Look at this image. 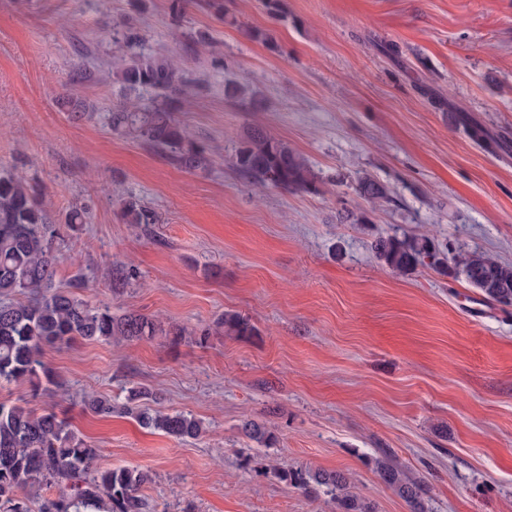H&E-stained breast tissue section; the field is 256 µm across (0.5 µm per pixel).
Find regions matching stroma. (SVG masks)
<instances>
[{
  "label": "stroma",
  "instance_id": "35a3bbf8",
  "mask_svg": "<svg viewBox=\"0 0 512 512\" xmlns=\"http://www.w3.org/2000/svg\"><path fill=\"white\" fill-rule=\"evenodd\" d=\"M223 3L225 19L204 5L174 17L172 0H0V169L36 185L62 225L56 284L81 278L82 300L183 331L45 347L40 397L13 383L0 401L67 411L98 467L150 473L153 512H336L278 466L342 472L375 512H411L373 470L385 452L426 485V512H512V307L428 268L392 273L371 249L427 235L512 263V0H283L282 17L265 0ZM116 24L187 71L176 117L208 169L112 131L123 93L110 63L127 51ZM231 84L250 99L227 97ZM66 93L83 118L61 108ZM251 127L299 152L319 193L241 175ZM364 174L387 201L357 196ZM128 198L157 223H125ZM75 204L85 223L64 225ZM227 311L252 335L199 344ZM133 387L193 415L202 436L83 409ZM247 420L275 443L244 437Z\"/></svg>",
  "mask_w": 512,
  "mask_h": 512
}]
</instances>
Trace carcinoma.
<instances>
[{
	"label": "carcinoma",
	"instance_id": "1",
	"mask_svg": "<svg viewBox=\"0 0 512 512\" xmlns=\"http://www.w3.org/2000/svg\"><path fill=\"white\" fill-rule=\"evenodd\" d=\"M114 82L129 93L112 108V130L131 134L153 149L168 153L187 170H205L210 159L175 118L179 96L188 78L170 56L135 53L120 60ZM152 90L161 97L154 107L140 105L130 93ZM234 166L257 187L313 193L319 175L287 142L255 127L239 144ZM356 194L375 204L389 198L388 188L368 176H359ZM128 224H155V212L135 200L122 203ZM57 225L42 205L37 190L25 177L0 171V295L25 300L0 303V385L26 384L39 395L42 381H51L42 360L46 345H69L77 340L109 341L122 337L138 341L163 332L160 321L137 312L121 316L107 306L78 300L68 288L54 284ZM376 258L389 270L408 274L420 267L464 279L485 300L512 306V265L473 251L454 254L436 247L426 236H379L372 243ZM216 328L226 336H248L253 326L234 311L224 312ZM151 392L138 387L128 403L138 424L181 441L196 440L201 422L181 412H165L139 405ZM85 408L110 417L117 406L106 397H89ZM248 439L262 446L274 441L264 423L247 420L241 427ZM96 449L53 411L41 414L22 405L0 403V512H145L141 490L148 472L129 467L101 469ZM378 478L413 508L424 512L425 486L408 477L390 456L375 460ZM278 478L298 489L323 492L336 500L337 512H372L370 504L348 491V478L337 471H276Z\"/></svg>",
	"mask_w": 512,
	"mask_h": 512
}]
</instances>
